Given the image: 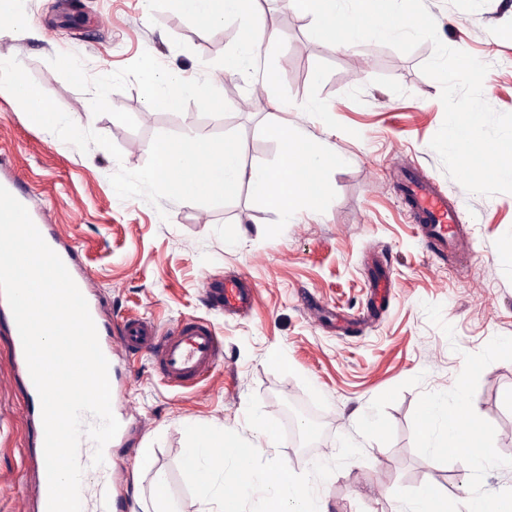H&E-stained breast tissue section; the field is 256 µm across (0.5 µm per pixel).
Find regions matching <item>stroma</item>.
Returning a JSON list of instances; mask_svg holds the SVG:
<instances>
[{"instance_id":"1","label":"stroma","mask_w":512,"mask_h":512,"mask_svg":"<svg viewBox=\"0 0 512 512\" xmlns=\"http://www.w3.org/2000/svg\"><path fill=\"white\" fill-rule=\"evenodd\" d=\"M440 39L488 64L483 95L512 112V0H425ZM0 56L17 58L36 84L78 125L111 139L114 159L94 146L80 152L33 123L20 104L0 96V157L46 206L61 237L75 239L81 262L108 317L140 316L167 325L208 320L224 341V361L199 388H173L146 359L131 362L126 398L134 428L112 451L122 468V512H149L153 477L163 472L177 512H200L179 467L188 425H210L254 440L246 422L250 396L287 430L262 448L296 473L331 461L338 438L363 455L349 461L316 494L330 512H397V489L432 484L452 499L468 496L469 467L440 464L414 447L412 418L425 391L451 390L464 354L493 337H512V193H468L445 172L430 141L444 107L439 83L421 65L431 44L404 54L376 42L338 50L311 37V19L285 0H265L262 20L278 38L261 48L254 72L224 78L220 102L185 99L148 108L139 61L153 52L159 73L205 80L237 39L226 21L206 33L165 0H0ZM322 72L313 82V72ZM287 108L273 113L270 101ZM320 98L332 110L307 112ZM301 130L344 159L330 182L327 210L300 211L278 237L264 236L275 211L252 202L251 183L223 206L119 198L110 177L136 170L153 137L189 130L240 132L246 168L273 160L265 122ZM433 180L458 206L460 244L430 253L396 190L401 173ZM388 263L387 306L369 311V259ZM246 278L256 290L251 313L210 310L204 280ZM313 295L317 307L303 309ZM442 307L453 337L429 322L423 303ZM26 392L12 363V338L0 322V512L34 508L39 430L26 416ZM475 412L495 430V447L512 458V361L482 372ZM378 417L362 426L359 411Z\"/></svg>"}]
</instances>
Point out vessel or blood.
<instances>
[{"instance_id":"obj_1","label":"vessel or blood","mask_w":512,"mask_h":512,"mask_svg":"<svg viewBox=\"0 0 512 512\" xmlns=\"http://www.w3.org/2000/svg\"><path fill=\"white\" fill-rule=\"evenodd\" d=\"M0 186L5 187L27 208L30 217L49 247L62 259L72 279L85 297L95 323L99 344L106 359L120 356L147 358L162 380L171 387L193 388L207 379L224 359V342L206 320L184 318L161 327L143 317H126L119 329H112L103 316L101 302L77 261L80 247L64 241L54 230L47 209L34 204L27 188L0 163ZM400 192L415 223L426 230L431 253L443 256L454 244L458 210L436 186L419 177H405ZM391 276L374 271L370 291L374 307L389 299ZM205 294L213 308L226 312H248L254 306V292L238 281L208 279ZM13 363L27 395L26 415L30 423L42 421L41 401L31 379L21 340L13 342ZM95 445L82 438L78 458L83 467L81 501L83 512H112L114 478L109 464L94 465Z\"/></svg>"}]
</instances>
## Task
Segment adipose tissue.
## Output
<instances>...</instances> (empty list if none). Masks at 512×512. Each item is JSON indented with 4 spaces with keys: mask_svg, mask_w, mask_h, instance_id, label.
Instances as JSON below:
<instances>
[{
    "mask_svg": "<svg viewBox=\"0 0 512 512\" xmlns=\"http://www.w3.org/2000/svg\"><path fill=\"white\" fill-rule=\"evenodd\" d=\"M172 7L209 31L231 17L242 23L241 33L215 73L203 82L182 78L179 73L159 74L153 53H145L139 63L144 100L149 107L168 106L185 98H215L222 76H235L254 64L263 44L273 42L275 32L256 22L259 0H169Z\"/></svg>",
    "mask_w": 512,
    "mask_h": 512,
    "instance_id": "1",
    "label": "adipose tissue"
}]
</instances>
